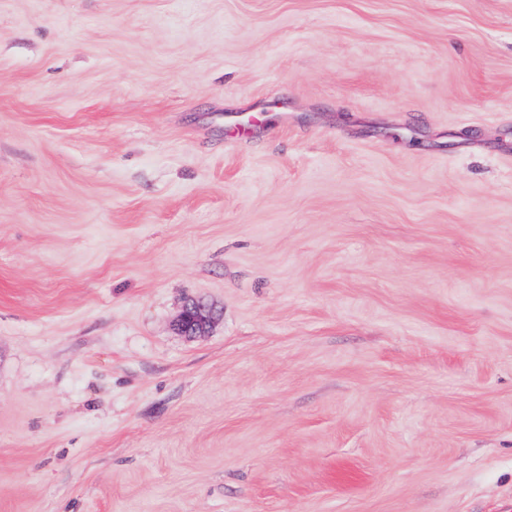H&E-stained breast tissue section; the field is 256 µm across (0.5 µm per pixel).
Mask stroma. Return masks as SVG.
I'll return each instance as SVG.
<instances>
[{"mask_svg":"<svg viewBox=\"0 0 512 512\" xmlns=\"http://www.w3.org/2000/svg\"><path fill=\"white\" fill-rule=\"evenodd\" d=\"M0 512H512V0H0ZM212 311L199 301H190L185 304L178 319V329L188 336H197L204 333Z\"/></svg>","mask_w":512,"mask_h":512,"instance_id":"obj_1","label":"stroma"}]
</instances>
